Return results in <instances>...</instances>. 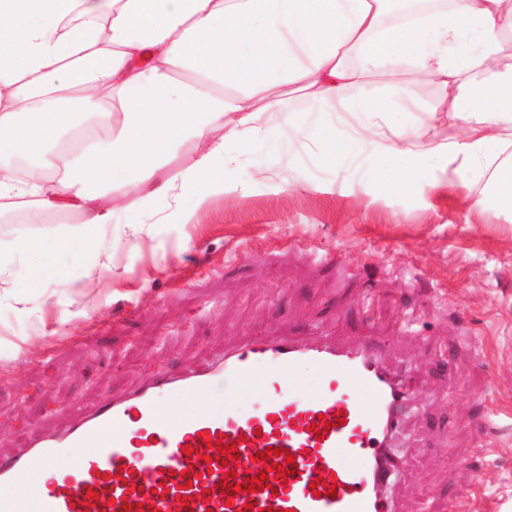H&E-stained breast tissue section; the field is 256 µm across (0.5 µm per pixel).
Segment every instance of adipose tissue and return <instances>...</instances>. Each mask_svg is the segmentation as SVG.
Returning a JSON list of instances; mask_svg holds the SVG:
<instances>
[{
    "instance_id": "1",
    "label": "adipose tissue",
    "mask_w": 512,
    "mask_h": 512,
    "mask_svg": "<svg viewBox=\"0 0 512 512\" xmlns=\"http://www.w3.org/2000/svg\"><path fill=\"white\" fill-rule=\"evenodd\" d=\"M510 48L512 0H0V158L24 163L0 168V201L81 215L5 252L37 258L30 288L69 274L85 288L103 199L117 194L133 238L141 216L202 206L232 173L227 144L277 141L273 112L361 179L399 187L444 156L447 187L511 212ZM390 64L433 101L407 107Z\"/></svg>"
}]
</instances>
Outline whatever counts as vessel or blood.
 I'll return each mask as SVG.
<instances>
[{
  "mask_svg": "<svg viewBox=\"0 0 512 512\" xmlns=\"http://www.w3.org/2000/svg\"><path fill=\"white\" fill-rule=\"evenodd\" d=\"M248 385L258 403H246ZM417 390L415 378L379 362L367 339L257 336L200 368L150 374L68 427L30 435L19 452L0 455V512H125L139 502L157 512H246L251 501L264 512H392L390 450ZM321 418L331 428L319 440L310 427ZM204 433L215 448L201 441ZM232 444L238 460L221 462L220 446ZM186 445L196 459L183 453ZM269 447L294 455L297 475L267 476V488L231 500L220 494L223 474L257 476L252 458ZM41 471L53 477L36 491ZM317 478L331 479L335 493L314 495ZM181 495L190 505L178 507Z\"/></svg>",
  "mask_w": 512,
  "mask_h": 512,
  "instance_id": "b4317fda",
  "label": "vessel or blood"
}]
</instances>
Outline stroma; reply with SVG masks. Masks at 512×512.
<instances>
[{
	"label": "stroma",
	"mask_w": 512,
	"mask_h": 512,
	"mask_svg": "<svg viewBox=\"0 0 512 512\" xmlns=\"http://www.w3.org/2000/svg\"><path fill=\"white\" fill-rule=\"evenodd\" d=\"M238 164L265 173L187 218L144 217L135 242L115 210L96 244L111 259L84 293L50 276L19 302L33 260L0 264V319L20 330L0 337V454L261 333L364 337L422 382L397 440L395 512H512V212L468 210L441 186L447 160L395 189L317 164L289 129ZM14 213L0 243L79 220Z\"/></svg>",
	"instance_id": "1"
}]
</instances>
